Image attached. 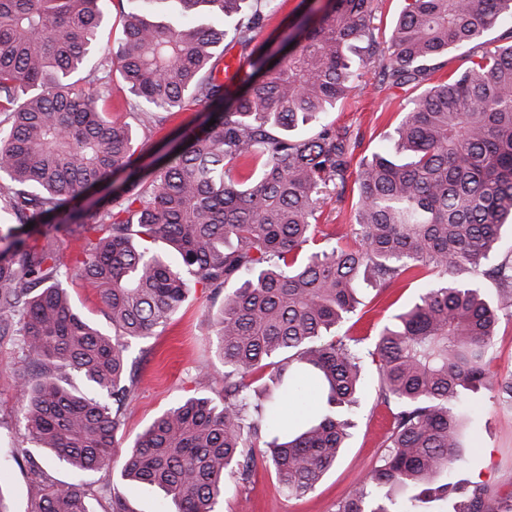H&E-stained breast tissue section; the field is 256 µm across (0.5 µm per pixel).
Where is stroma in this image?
I'll use <instances>...</instances> for the list:
<instances>
[{
	"instance_id": "stroma-1",
	"label": "stroma",
	"mask_w": 512,
	"mask_h": 512,
	"mask_svg": "<svg viewBox=\"0 0 512 512\" xmlns=\"http://www.w3.org/2000/svg\"><path fill=\"white\" fill-rule=\"evenodd\" d=\"M377 64L360 67L349 96L339 101L330 118L350 127L357 137L354 159L394 147L393 130L408 97L407 92L387 88L379 79ZM202 120L197 108L183 112L155 111L151 121L132 120L133 138L144 154L141 165H150L158 151L184 128ZM355 184H347L343 195L328 192L321 208L322 230L349 233L355 222ZM422 278H408L384 293H376L370 282L358 284L360 306L355 322L344 323L349 335L374 339L394 314L420 292ZM218 304L209 294L196 292L174 313L168 324L156 328L148 338L132 342L129 357L135 360V390L125 410L123 435L133 443L137 435L162 411L192 396L220 399L224 393V367L215 354L210 321ZM211 372L209 382L197 383L200 367ZM24 364L17 341L0 340V487L8 493L14 512H28L36 493L35 478L25 460H14L13 451L28 446L23 428L16 426L20 400L16 381ZM470 418L463 427L465 464L462 478L479 484L487 492L494 512H506L507 493L512 492V412L502 411L488 401L468 403ZM390 424V412L381 403L376 376H369L365 399L347 448L336 465L314 490L294 497L283 492L274 470L256 459L249 484H227L217 512H336L339 500L348 496L368 478L382 452ZM87 488L94 512H109L113 496H120L127 512H162L165 496L158 488L125 483L119 467L87 476Z\"/></svg>"
}]
</instances>
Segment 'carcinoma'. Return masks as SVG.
Masks as SVG:
<instances>
[{"label": "carcinoma", "instance_id": "obj_1", "mask_svg": "<svg viewBox=\"0 0 512 512\" xmlns=\"http://www.w3.org/2000/svg\"><path fill=\"white\" fill-rule=\"evenodd\" d=\"M106 2L0 0V338L17 337L35 367L20 376L25 433L79 477L58 482L33 464L30 512H92L80 477L111 468L121 447L129 342L198 288L223 295L213 325L224 400L163 411L121 469L162 489L164 512H216L258 453L288 495L313 490L354 428L368 358L392 426L369 479L336 512L434 502L494 512L455 473L470 394L512 409V379L490 368L496 328L512 319V249L487 265L512 227V28L491 49L484 40L512 19V0H408L383 46L370 29L375 0H328L275 62L252 46L273 0L243 14L242 0H125L116 58L131 98L165 112L201 106L216 120L145 177L130 124L100 106L111 95L95 76ZM226 38L249 51L235 94L220 77ZM363 42L388 88L420 93L395 129V154L353 172V134L327 114L358 77L349 53ZM463 47L468 64L432 81L436 60ZM308 123V136L292 135ZM353 174L357 245L346 248L317 213L329 186L343 190ZM61 230L81 242L71 265ZM318 236L323 245L308 249ZM423 272L424 292L372 345L336 334L356 313L359 281L384 292ZM481 276L495 281L496 301ZM72 277L97 288L107 326L73 306Z\"/></svg>", "mask_w": 512, "mask_h": 512}]
</instances>
